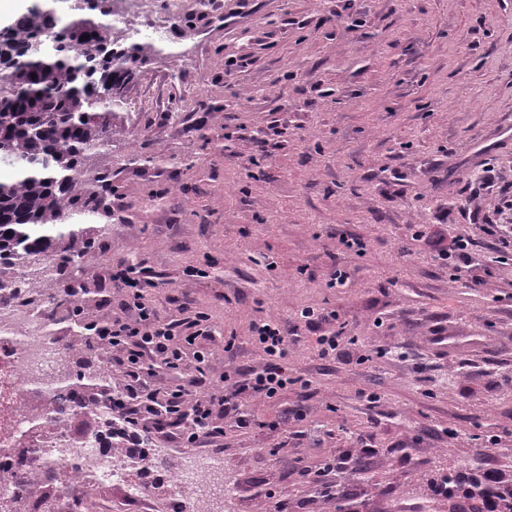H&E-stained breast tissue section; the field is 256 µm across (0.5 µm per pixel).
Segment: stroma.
<instances>
[{
    "label": "stroma",
    "mask_w": 512,
    "mask_h": 512,
    "mask_svg": "<svg viewBox=\"0 0 512 512\" xmlns=\"http://www.w3.org/2000/svg\"><path fill=\"white\" fill-rule=\"evenodd\" d=\"M175 2L190 22L125 86L99 160L125 221L87 225L97 261L56 287L107 317L113 266L138 263L161 314L178 298L210 315L216 375L262 365L256 319L295 337L288 367L310 385L225 419L203 453L233 496L209 512H448L434 479L472 468L511 488L512 261L481 227L512 225V0ZM137 146L156 163L131 162ZM460 235L477 245L454 274ZM305 307L336 311L347 355L318 357ZM166 467L128 478L152 512H191Z\"/></svg>",
    "instance_id": "1"
}]
</instances>
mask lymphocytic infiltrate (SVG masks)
I'll use <instances>...</instances> for the list:
<instances>
[{
  "label": "lymphocytic infiltrate",
  "mask_w": 512,
  "mask_h": 512,
  "mask_svg": "<svg viewBox=\"0 0 512 512\" xmlns=\"http://www.w3.org/2000/svg\"><path fill=\"white\" fill-rule=\"evenodd\" d=\"M112 280L124 295L122 313L101 324L99 334L120 367L121 384L108 398L115 416L112 434L126 447H142L157 433L176 438L184 448L218 444L224 435L220 418L246 424V400L271 402L295 385L286 366L291 340L277 322L250 326V339L265 357L262 366L227 371L215 379L209 374L211 352L197 345L199 338L213 333L208 314L184 301L175 314L161 317L146 296L153 282L136 263L121 264ZM301 315L309 323L331 327L316 338L320 358H334L356 344V337L338 326L335 312L306 308Z\"/></svg>",
  "instance_id": "f902f5d3"
}]
</instances>
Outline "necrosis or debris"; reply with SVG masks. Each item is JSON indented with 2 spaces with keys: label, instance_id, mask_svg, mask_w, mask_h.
<instances>
[{
  "label": "necrosis or debris",
  "instance_id": "obj_1",
  "mask_svg": "<svg viewBox=\"0 0 512 512\" xmlns=\"http://www.w3.org/2000/svg\"><path fill=\"white\" fill-rule=\"evenodd\" d=\"M119 19L114 39L127 34L152 38L168 25H145L147 0H119ZM43 283L26 280L19 288L0 289V448H21L28 464L24 468L0 469V512L18 511L14 492L18 479H25L34 494L26 498L22 512H38L37 495L46 487L45 461L63 470V486L52 497L58 512H65L71 497H90L100 487H127L130 497L144 499L138 485L129 484V458L125 448L114 445L102 450L97 442L74 440L68 421L55 419L49 392L64 375L74 357L75 340L51 336L52 322L46 310L45 280L51 279L49 258L36 261ZM219 469L217 462L197 457L195 464L172 468L168 483L174 493L204 491Z\"/></svg>",
  "mask_w": 512,
  "mask_h": 512
}]
</instances>
